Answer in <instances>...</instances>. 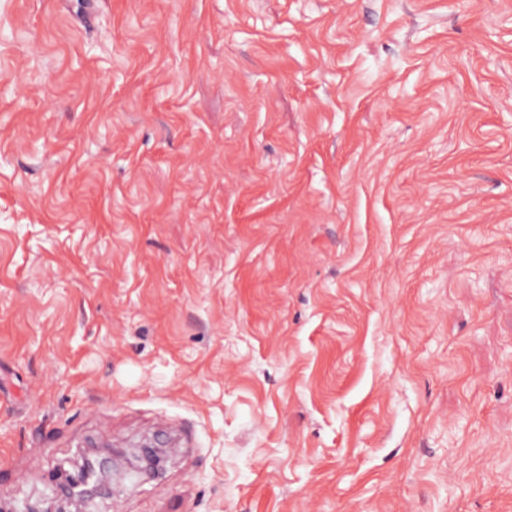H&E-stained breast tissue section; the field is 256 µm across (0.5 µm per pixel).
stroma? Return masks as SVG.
Instances as JSON below:
<instances>
[{
    "mask_svg": "<svg viewBox=\"0 0 512 512\" xmlns=\"http://www.w3.org/2000/svg\"><path fill=\"white\" fill-rule=\"evenodd\" d=\"M512 512V0H0V501ZM116 467L117 456L108 450H96L87 456L82 463L80 479L60 488L57 494L58 511H66V507H74L75 511H81L89 501L111 492L110 478ZM90 469L98 473L100 480L97 485L92 487L88 485ZM80 489H86L87 494L78 496L76 492Z\"/></svg>",
    "mask_w": 512,
    "mask_h": 512,
    "instance_id": "1",
    "label": "stroma"
}]
</instances>
